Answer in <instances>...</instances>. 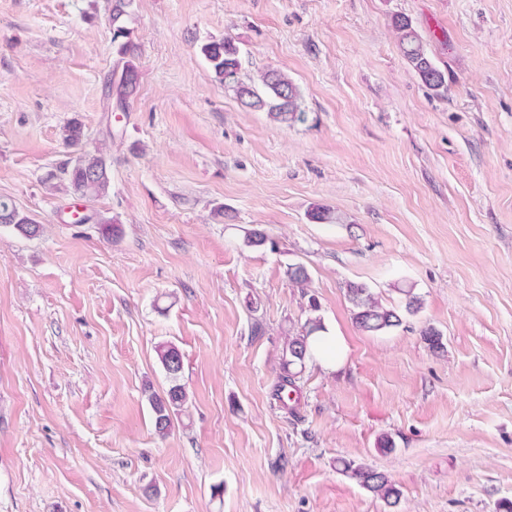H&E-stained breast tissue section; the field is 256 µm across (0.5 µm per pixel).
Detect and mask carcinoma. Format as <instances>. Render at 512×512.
Wrapping results in <instances>:
<instances>
[{
  "mask_svg": "<svg viewBox=\"0 0 512 512\" xmlns=\"http://www.w3.org/2000/svg\"><path fill=\"white\" fill-rule=\"evenodd\" d=\"M134 15V0H110L109 17L112 24V42L116 62L109 81V112H124L136 95L140 74L135 63L138 45L129 27ZM391 25L396 33L398 48L404 59L430 89L445 92L448 89L445 74L435 66L428 51L408 18L396 15ZM200 53L209 64L216 80L233 88L241 105L256 111H265L275 121L288 124L303 120L301 94L298 87L279 70H266L259 76V86L242 82L239 76L240 61L237 46L229 40H213L200 47ZM63 144L74 150L76 156L51 175L57 180L55 187L74 196L92 198L108 193L111 185L110 163L102 150L93 152L83 149L84 132L81 122L71 120L61 129ZM10 227L27 238H35L41 226L20 212L9 200L0 199V228ZM288 280L302 288L308 286L310 275L305 266L292 264L287 268ZM348 300L353 305V320L364 332L381 333L401 324L402 319L394 308L383 306L374 294L362 285L347 288ZM324 330L319 317L306 319L294 335L288 336L283 349L281 372L277 393L295 387L298 372L313 359L309 338ZM158 358L172 380L165 395L154 392L148 401L154 414L155 432L164 437L171 429L173 418L184 408L187 401L185 388L178 384L183 369L182 355L171 345L157 348ZM342 472L383 499L388 505H398L401 492L389 477L372 467L353 461L339 460Z\"/></svg>",
  "mask_w": 512,
  "mask_h": 512,
  "instance_id": "cac0c4a2",
  "label": "carcinoma"
}]
</instances>
